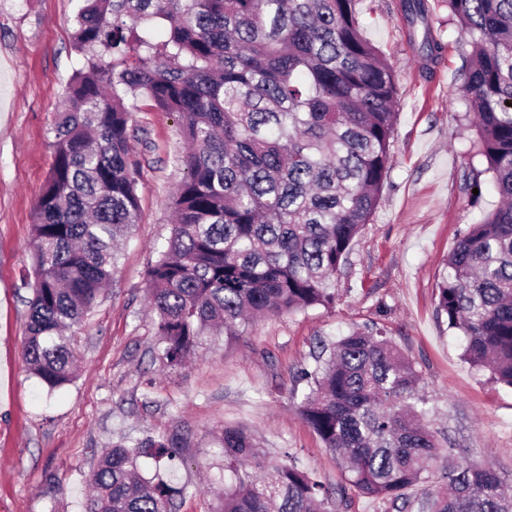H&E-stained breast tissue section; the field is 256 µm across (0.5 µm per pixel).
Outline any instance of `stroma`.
I'll use <instances>...</instances> for the list:
<instances>
[{
  "mask_svg": "<svg viewBox=\"0 0 512 512\" xmlns=\"http://www.w3.org/2000/svg\"><path fill=\"white\" fill-rule=\"evenodd\" d=\"M79 0H0V512H84L103 449L123 439L180 437L172 483L176 512H212L224 488L218 438L253 432L272 459L297 456L330 486L344 476L298 415L302 368L317 341L351 329L386 336L414 361L434 430L460 459L512 479V388L461 357L464 338L436 307V287L459 233L495 207L459 188L462 167L482 169L458 73L459 28L446 5L430 26L445 45L431 81L418 61L398 0H378L363 33L393 66L399 86L394 157L382 200L354 240L336 280V303L259 320L241 336H213L183 365L154 357L148 271L171 234V196L184 172L175 115L140 98L131 145L140 163L141 220L121 245L119 268L84 316L73 344L75 379L48 391L22 358L33 296L31 241L40 190L53 162L52 128L84 59L73 46Z\"/></svg>",
  "mask_w": 512,
  "mask_h": 512,
  "instance_id": "35a3bbf8",
  "label": "stroma"
}]
</instances>
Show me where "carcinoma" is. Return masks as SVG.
I'll return each instance as SVG.
<instances>
[{
	"instance_id": "obj_1",
	"label": "carcinoma",
	"mask_w": 512,
	"mask_h": 512,
	"mask_svg": "<svg viewBox=\"0 0 512 512\" xmlns=\"http://www.w3.org/2000/svg\"><path fill=\"white\" fill-rule=\"evenodd\" d=\"M466 38L459 72L499 204L459 235L437 284V311L464 338L463 359L512 387V0H446ZM363 0H82L74 42L84 68L52 128L54 161L33 225V297L24 358L49 389L74 378L73 328L117 268L115 243L139 219L133 112L146 96L176 115L189 148L173 196L177 223L149 277L156 353L185 362L206 336H240L261 317L336 300V275L377 209L393 159L398 86L359 23ZM420 76L442 62L428 0H400ZM511 105H506V102ZM304 422L346 485L259 451L224 428L230 483L215 512H320L346 489L393 512H512V482L459 462L425 423L415 364L354 329L304 370ZM176 436L103 450L85 512H174L184 493L139 459L175 460ZM418 500L406 490L428 482Z\"/></svg>"
}]
</instances>
